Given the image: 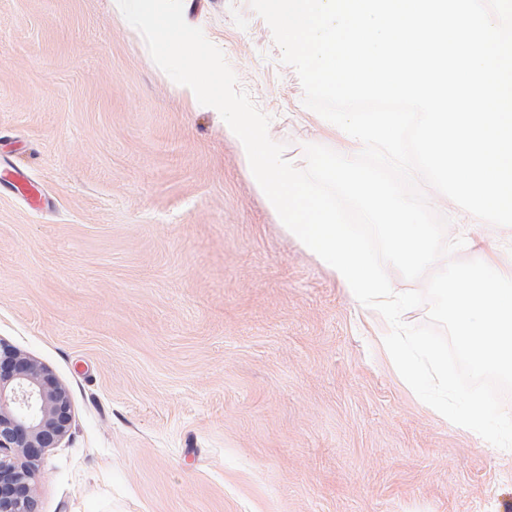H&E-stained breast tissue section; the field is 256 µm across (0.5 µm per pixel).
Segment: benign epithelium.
Masks as SVG:
<instances>
[{
  "mask_svg": "<svg viewBox=\"0 0 512 512\" xmlns=\"http://www.w3.org/2000/svg\"><path fill=\"white\" fill-rule=\"evenodd\" d=\"M70 425L66 390L36 362L0 343V512H33L37 461Z\"/></svg>",
  "mask_w": 512,
  "mask_h": 512,
  "instance_id": "1",
  "label": "benign epithelium"
}]
</instances>
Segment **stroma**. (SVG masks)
<instances>
[{"label":"stroma","mask_w":512,"mask_h":512,"mask_svg":"<svg viewBox=\"0 0 512 512\" xmlns=\"http://www.w3.org/2000/svg\"><path fill=\"white\" fill-rule=\"evenodd\" d=\"M284 156L340 150L249 0H183ZM0 342L66 389L35 512H512V451L438 419L385 327L251 185L110 0H0ZM458 260L512 263L467 224ZM13 191L20 196L27 205L40 210L48 204V200L40 185L29 175L25 169L15 168L7 176Z\"/></svg>","instance_id":"obj_1"}]
</instances>
